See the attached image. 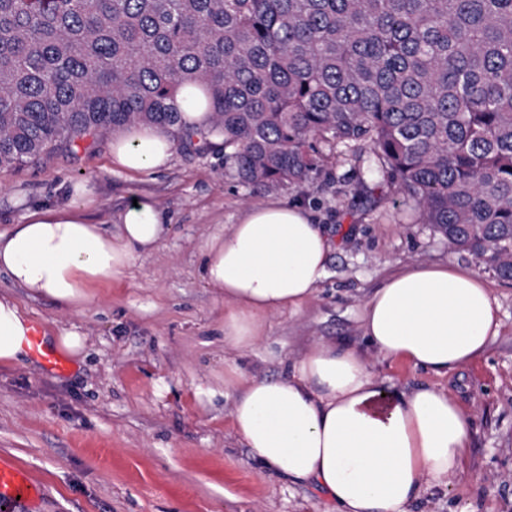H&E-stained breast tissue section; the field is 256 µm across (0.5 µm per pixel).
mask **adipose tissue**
Masks as SVG:
<instances>
[{
    "label": "adipose tissue",
    "instance_id": "ef3b65f1",
    "mask_svg": "<svg viewBox=\"0 0 512 512\" xmlns=\"http://www.w3.org/2000/svg\"><path fill=\"white\" fill-rule=\"evenodd\" d=\"M173 150L169 133L141 125L114 137L109 155L113 168L139 174L167 167ZM92 203L83 182L65 206L29 211L0 231V269L32 295L78 306L91 288L121 280L166 232L149 197L127 206L114 229L88 217ZM332 250L311 213L281 201L250 207L207 239L204 278L224 296L225 345L248 350L269 313L299 311L326 278ZM499 311L474 269L418 264L395 273L362 306L367 349L319 341L285 377L238 379L233 428L273 474L317 486L336 512H410L423 493L462 472L472 418L448 391L377 380L369 358L455 373L489 351ZM31 331L14 298L0 294V364L26 357Z\"/></svg>",
    "mask_w": 512,
    "mask_h": 512
}]
</instances>
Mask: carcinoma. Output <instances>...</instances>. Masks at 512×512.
<instances>
[{
	"label": "carcinoma",
	"instance_id": "1",
	"mask_svg": "<svg viewBox=\"0 0 512 512\" xmlns=\"http://www.w3.org/2000/svg\"><path fill=\"white\" fill-rule=\"evenodd\" d=\"M137 125L257 186L314 139L512 280V0H0V168ZM178 103L182 113L183 121L191 130L207 133L210 124V113L204 109L193 110L185 99L184 91L178 96Z\"/></svg>",
	"mask_w": 512,
	"mask_h": 512
}]
</instances>
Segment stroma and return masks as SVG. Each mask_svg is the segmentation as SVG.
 Here are the masks:
<instances>
[{
  "label": "stroma",
  "instance_id": "1",
  "mask_svg": "<svg viewBox=\"0 0 512 512\" xmlns=\"http://www.w3.org/2000/svg\"><path fill=\"white\" fill-rule=\"evenodd\" d=\"M110 136L84 140L13 168H0V231L29 208L60 206L90 181V215L109 220L136 196L153 199L169 226L122 280L91 289L81 307L31 296L0 273L11 295L49 337L67 329L85 346L64 369L33 357L0 365V458L24 466L47 489L39 512H335L316 486L275 477L231 421L239 377L278 379L317 340L364 345L363 300L391 274L448 261L474 266L465 251L422 221L385 180L362 182L353 161L325 152L309 181L270 189L240 185L220 152L174 148L160 171L112 169ZM282 200L308 209L330 229L328 275L299 312L277 311L247 351L224 344V298L203 274L201 244L250 207ZM483 278L500 306L490 351L438 376L371 358L389 384L456 393L473 415L464 472L427 491L411 512H512V282Z\"/></svg>",
  "mask_w": 512,
  "mask_h": 512
}]
</instances>
